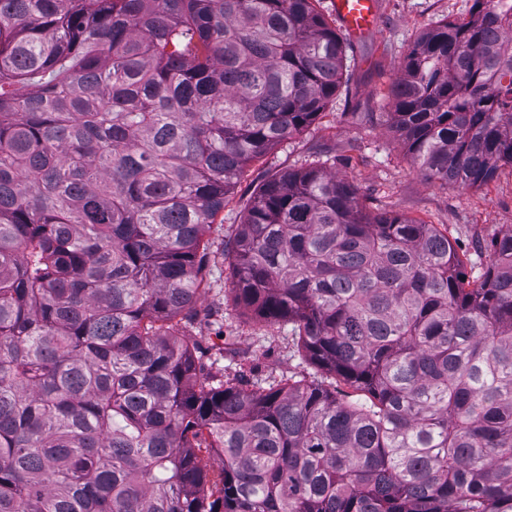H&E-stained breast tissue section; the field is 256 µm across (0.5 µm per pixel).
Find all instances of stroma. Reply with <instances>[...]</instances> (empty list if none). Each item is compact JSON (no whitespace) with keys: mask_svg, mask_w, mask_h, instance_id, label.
Returning <instances> with one entry per match:
<instances>
[{"mask_svg":"<svg viewBox=\"0 0 512 512\" xmlns=\"http://www.w3.org/2000/svg\"><path fill=\"white\" fill-rule=\"evenodd\" d=\"M472 0H380L375 31L347 54L346 72L325 114L300 135L250 162L204 240L210 260L193 325L183 328L206 370L214 375L299 376L311 367L296 352L290 325L270 327L236 305L233 277L224 261L249 201L272 176L326 160L332 173L353 183L371 212H393L446 231L458 252L472 239H491L512 227V170L480 187L428 181L404 142L388 127L386 97L413 43L438 22L467 16Z\"/></svg>","mask_w":512,"mask_h":512,"instance_id":"stroma-1","label":"stroma"}]
</instances>
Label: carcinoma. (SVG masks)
Masks as SVG:
<instances>
[{"mask_svg":"<svg viewBox=\"0 0 512 512\" xmlns=\"http://www.w3.org/2000/svg\"><path fill=\"white\" fill-rule=\"evenodd\" d=\"M313 2L0 0V512H512V227L464 260L312 162L224 258L347 390L217 378L180 337L205 227L336 96L350 43ZM389 95L428 180L491 182L512 20L472 0Z\"/></svg>","mask_w":512,"mask_h":512,"instance_id":"obj_1","label":"carcinoma"}]
</instances>
